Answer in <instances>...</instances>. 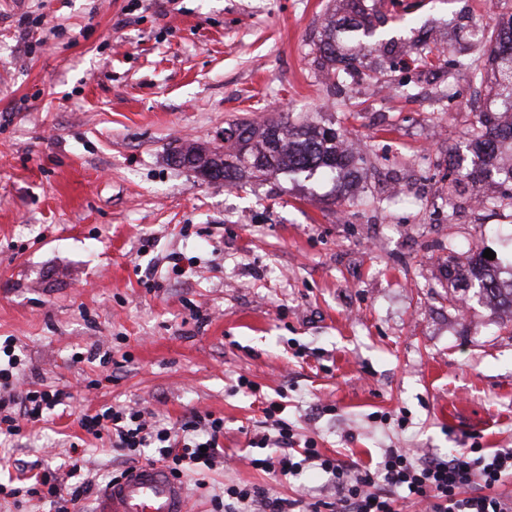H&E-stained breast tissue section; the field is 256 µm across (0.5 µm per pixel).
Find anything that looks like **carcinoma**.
<instances>
[{"mask_svg": "<svg viewBox=\"0 0 512 512\" xmlns=\"http://www.w3.org/2000/svg\"><path fill=\"white\" fill-rule=\"evenodd\" d=\"M345 2L347 16L327 20L316 43L315 62L334 79L351 74L368 57L381 69L383 58L395 50L394 40L382 38L366 23L361 0ZM479 42L486 47L484 57L454 62L477 84L493 79L490 90L497 108L479 113L469 131L471 163L480 166L487 177L512 183V167L500 164L502 145L512 144V122L504 124L497 116L499 112L512 114V12L498 15L492 28H482ZM231 127L237 135L224 139L222 145H183L177 151L178 162L205 182L235 185L257 174L277 172L318 173L334 179L355 165V158L340 149L339 135L332 127L293 120L289 115L261 123L235 122ZM453 277L458 286L487 300L503 297L512 302V280L502 281L494 264L470 262L455 268Z\"/></svg>", "mask_w": 512, "mask_h": 512, "instance_id": "cac0c4a2", "label": "carcinoma"}]
</instances>
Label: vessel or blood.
I'll list each match as a JSON object with an SVG mask.
<instances>
[{"label": "vessel or blood", "instance_id": "b4317fda", "mask_svg": "<svg viewBox=\"0 0 512 512\" xmlns=\"http://www.w3.org/2000/svg\"><path fill=\"white\" fill-rule=\"evenodd\" d=\"M96 512H188L183 483L157 465H140L102 489Z\"/></svg>", "mask_w": 512, "mask_h": 512}]
</instances>
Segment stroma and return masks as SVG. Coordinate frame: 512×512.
Returning <instances> with one entry per match:
<instances>
[{"mask_svg": "<svg viewBox=\"0 0 512 512\" xmlns=\"http://www.w3.org/2000/svg\"><path fill=\"white\" fill-rule=\"evenodd\" d=\"M401 3L459 56L482 54L473 28L512 12ZM344 14L342 0H0V336L28 381L70 394L0 439V471L69 465L75 444L97 490L121 464L79 419L138 402L165 423L224 419L235 463L188 483L190 512H212L231 481L331 495L319 470L250 465L269 427L241 375L344 460L512 448V312L455 303L450 277L488 249L512 272V207L473 212V182L446 178L487 89L441 61L389 72L410 90L384 100L366 67L330 89L312 48ZM285 114L358 140L353 176L237 188L174 159L185 139L220 144L234 121ZM392 183L405 195L385 198ZM95 348L113 365L76 361Z\"/></svg>", "mask_w": 512, "mask_h": 512, "instance_id": "35a3bbf8", "label": "stroma"}]
</instances>
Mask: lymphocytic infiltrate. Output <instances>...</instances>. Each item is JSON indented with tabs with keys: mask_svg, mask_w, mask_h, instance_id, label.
<instances>
[{
	"mask_svg": "<svg viewBox=\"0 0 512 512\" xmlns=\"http://www.w3.org/2000/svg\"><path fill=\"white\" fill-rule=\"evenodd\" d=\"M26 371L13 343H5L0 348V435H20L22 421L42 420L68 397L61 389H23ZM283 411L281 403L267 401L264 413L273 432L252 439V447L267 452L252 459V466L291 477L307 467L319 469L335 487L334 499H290L232 481L213 495V512H402L409 505L421 512H512V496L497 490L502 478L512 475V448L490 452L475 445L425 460L408 448H387L376 463L348 462L323 453L315 438H300L295 426L283 419ZM80 426L97 438L111 433L112 449L125 463L145 457L178 479L213 469L224 455V420L209 412H191L168 426L154 421L151 411L140 405L109 406L83 416ZM69 476L65 485L55 468L40 467L25 492L48 503L51 512H72L91 482L76 461L70 464Z\"/></svg>",
	"mask_w": 512,
	"mask_h": 512,
	"instance_id": "f902f5d3",
	"label": "lymphocytic infiltrate"
}]
</instances>
